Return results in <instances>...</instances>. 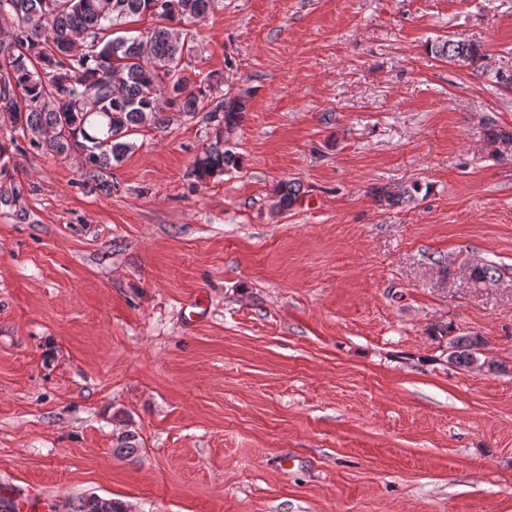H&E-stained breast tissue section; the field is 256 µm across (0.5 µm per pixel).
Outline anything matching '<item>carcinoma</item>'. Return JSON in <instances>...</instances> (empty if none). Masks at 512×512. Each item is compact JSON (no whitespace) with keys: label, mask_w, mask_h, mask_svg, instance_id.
I'll return each mask as SVG.
<instances>
[{"label":"carcinoma","mask_w":512,"mask_h":512,"mask_svg":"<svg viewBox=\"0 0 512 512\" xmlns=\"http://www.w3.org/2000/svg\"><path fill=\"white\" fill-rule=\"evenodd\" d=\"M217 0H0V24H10L0 41V116L35 148L56 156L81 158V177L109 191L112 162L132 148L127 137L148 119L162 126L166 112L193 118L205 113L214 140L196 158L192 174L199 184L241 166L240 156L226 146L241 118L242 102L226 97L209 106L207 80H192L182 60L194 51L183 24L200 19ZM152 15L165 24L141 36H113L136 16ZM433 55L458 67L484 59L481 47L463 38L426 44ZM487 144L503 157L512 154V131L490 128ZM418 186L382 188L379 198L395 204L409 200ZM301 187L284 181L275 192L279 212L299 199ZM499 269L475 265V285L496 280ZM480 336L449 340L448 361L474 367L481 360ZM138 450L136 433L125 432L116 453ZM77 512H125L114 499L91 496Z\"/></svg>","instance_id":"cac0c4a2"}]
</instances>
